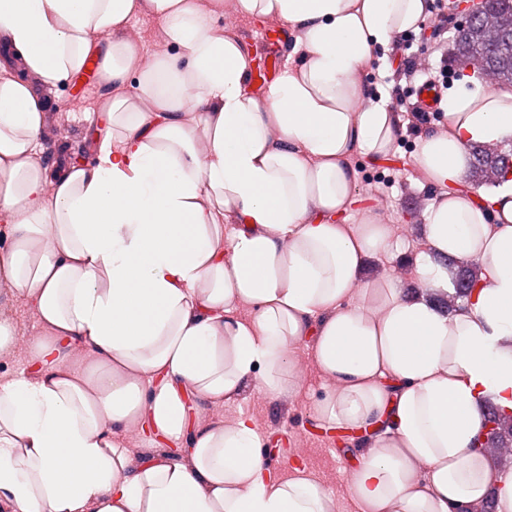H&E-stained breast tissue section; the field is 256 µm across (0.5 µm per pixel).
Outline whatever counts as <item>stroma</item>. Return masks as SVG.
<instances>
[{"label":"stroma","instance_id":"1","mask_svg":"<svg viewBox=\"0 0 512 512\" xmlns=\"http://www.w3.org/2000/svg\"><path fill=\"white\" fill-rule=\"evenodd\" d=\"M452 39V33L437 36L428 27L414 31L410 39L409 52L418 62L446 64L447 81L437 86L441 92L465 83L469 74L450 54ZM390 57V52L376 50L361 79L368 89L380 87L389 91L390 109L401 115L415 104L413 89L423 78L393 72ZM48 94L53 107L48 112L50 125L44 135V161L54 165L67 158L89 157L86 132L102 127L105 121L104 113L97 107V80L72 78L49 89ZM435 122V117L430 116L415 128L400 123L394 157L379 163L359 162L355 198L348 212V219L353 222L363 211L377 210L379 218L393 228L387 250L368 259L362 270L363 278L393 276L412 294L422 288L414 266L417 256L425 250L420 231L423 214L438 192L422 181L412 166L411 155L423 133ZM0 316L10 321L16 340L12 355L0 360V374H34L36 366L29 358L28 343L35 338L38 328L27 305L21 298L0 294ZM325 391L322 379L311 370L291 401L273 402L257 393L249 407L266 433L269 468L281 469L293 456H301L306 466L336 491L335 512H347L352 450L342 437V429L313 416V406Z\"/></svg>","mask_w":512,"mask_h":512}]
</instances>
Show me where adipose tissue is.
I'll use <instances>...</instances> for the list:
<instances>
[{
  "label": "adipose tissue",
  "instance_id": "ef3b65f1",
  "mask_svg": "<svg viewBox=\"0 0 512 512\" xmlns=\"http://www.w3.org/2000/svg\"><path fill=\"white\" fill-rule=\"evenodd\" d=\"M426 0H0V284L37 325L35 377L0 378V503L11 512H335L306 466L265 468L249 388L297 394L304 346L318 419L370 440L354 512H512V472L479 446L483 405L512 411V177L464 189L469 144L512 139V89L444 92L413 167L438 190L421 226L424 296L361 277L390 225L349 224L357 164L393 154L400 119L358 76ZM279 22L294 42L258 99L253 59L219 19ZM159 23L145 55L133 20ZM96 58L86 162L42 160L34 85ZM481 269L441 312L449 258ZM227 408L215 419L209 412ZM154 434L132 453L123 436ZM166 452H159V445Z\"/></svg>",
  "mask_w": 512,
  "mask_h": 512
}]
</instances>
